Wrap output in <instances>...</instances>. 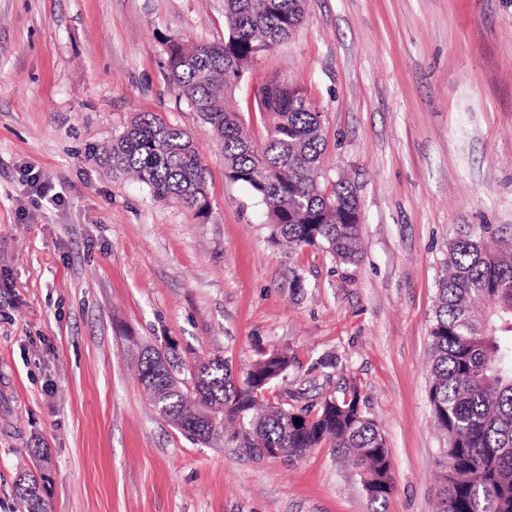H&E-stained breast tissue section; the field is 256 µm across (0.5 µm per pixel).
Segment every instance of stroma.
<instances>
[{
  "label": "stroma",
  "instance_id": "35a3bbf8",
  "mask_svg": "<svg viewBox=\"0 0 512 512\" xmlns=\"http://www.w3.org/2000/svg\"><path fill=\"white\" fill-rule=\"evenodd\" d=\"M223 37L224 0H0V512H23L35 448L50 512H373L333 448L258 460L160 417L136 357L169 340L237 371L294 353L278 396L358 387L391 451L386 512H436V280L453 225L512 224V0H307L242 84L285 75L322 106V171L364 217L355 265L277 245L170 84L168 40ZM141 112L193 136L208 216L104 161ZM30 169L63 204L37 202Z\"/></svg>",
  "mask_w": 512,
  "mask_h": 512
}]
</instances>
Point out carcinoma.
<instances>
[{"label":"carcinoma","mask_w":512,"mask_h":512,"mask_svg":"<svg viewBox=\"0 0 512 512\" xmlns=\"http://www.w3.org/2000/svg\"><path fill=\"white\" fill-rule=\"evenodd\" d=\"M305 18L304 0H224V40L167 43L164 68L178 96L208 127L224 156L227 177L266 210L275 239L292 252L325 249L337 262L361 258L360 210L353 187L322 173L325 115L304 86L276 77L256 93L262 130L249 131L226 106L259 59L288 41ZM112 171L135 177L153 200H176L204 217L210 209L207 167L192 138L152 112H142L104 147ZM434 423L441 449L439 512H512V225L457 224L436 288L430 328ZM262 353L242 374L219 358L198 360L195 387L158 372L148 352L137 358L138 380L155 411L204 443L227 440L256 458L268 448L283 459L323 444L349 454L374 489V512L394 491L390 449L360 406L358 390L302 409L270 402L264 391L295 366ZM300 423H295L294 419ZM24 512H48L35 474L20 475Z\"/></svg>","instance_id":"cac0c4a2"}]
</instances>
